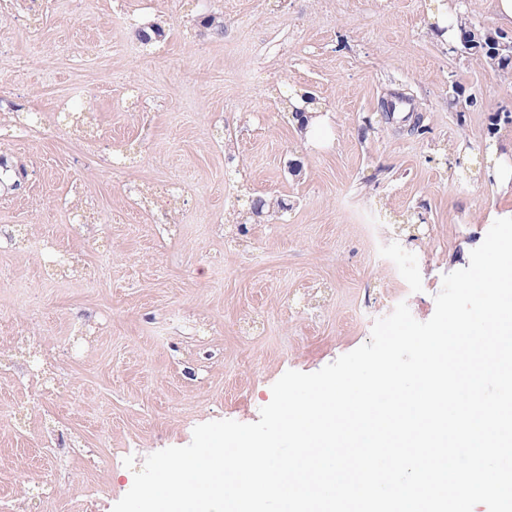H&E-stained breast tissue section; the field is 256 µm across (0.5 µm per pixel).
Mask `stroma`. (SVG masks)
Masks as SVG:
<instances>
[{"label": "stroma", "mask_w": 512, "mask_h": 512, "mask_svg": "<svg viewBox=\"0 0 512 512\" xmlns=\"http://www.w3.org/2000/svg\"><path fill=\"white\" fill-rule=\"evenodd\" d=\"M224 18V34L202 27ZM438 0H0V512H112L134 468L195 426L258 421L272 385L369 342L393 302L429 320L512 188V79L439 36ZM160 25L146 43L140 30ZM328 126L306 138L294 91ZM424 117L407 133L380 100ZM301 169L291 175L290 165ZM285 209L251 213L254 199ZM93 202L97 223L72 208ZM247 225L239 234L238 225ZM392 256L397 269L377 263ZM92 341L68 352L77 329ZM133 457V468L123 464Z\"/></svg>", "instance_id": "stroma-1"}]
</instances>
